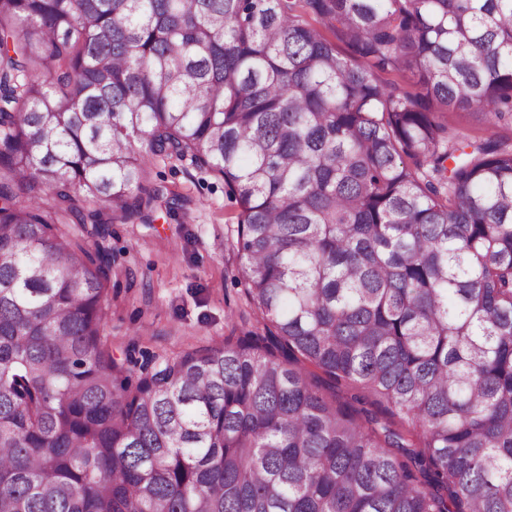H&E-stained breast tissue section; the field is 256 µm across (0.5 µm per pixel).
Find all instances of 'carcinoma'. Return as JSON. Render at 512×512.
<instances>
[{"instance_id":"1","label":"carcinoma","mask_w":512,"mask_h":512,"mask_svg":"<svg viewBox=\"0 0 512 512\" xmlns=\"http://www.w3.org/2000/svg\"><path fill=\"white\" fill-rule=\"evenodd\" d=\"M473 106L512 120V0H0V512H512V145L454 155ZM187 156L269 338L118 362L105 226ZM448 132L453 141L463 142L480 137L486 128L480 110H456L448 112Z\"/></svg>"}]
</instances>
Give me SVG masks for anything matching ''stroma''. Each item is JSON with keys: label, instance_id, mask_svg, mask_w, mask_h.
Segmentation results:
<instances>
[{"label": "stroma", "instance_id": "obj_1", "mask_svg": "<svg viewBox=\"0 0 512 512\" xmlns=\"http://www.w3.org/2000/svg\"><path fill=\"white\" fill-rule=\"evenodd\" d=\"M146 178L180 202L158 204L151 223L108 228L104 340L113 356L132 350L159 365L228 336L266 335L239 275L242 206L223 179L187 157L154 160Z\"/></svg>", "mask_w": 512, "mask_h": 512}]
</instances>
